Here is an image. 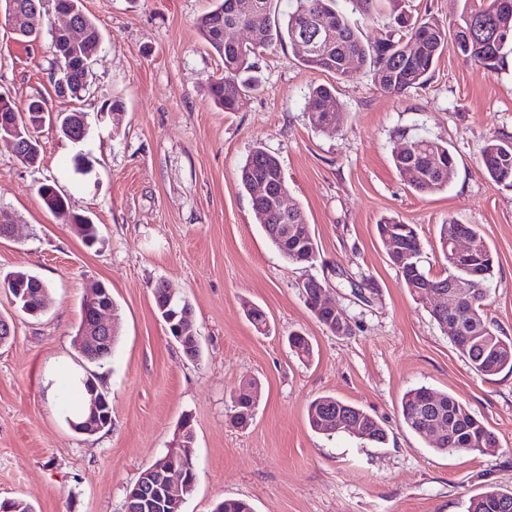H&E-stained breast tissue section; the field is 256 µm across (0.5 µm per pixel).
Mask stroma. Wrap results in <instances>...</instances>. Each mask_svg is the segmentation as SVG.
I'll return each mask as SVG.
<instances>
[{"mask_svg": "<svg viewBox=\"0 0 512 512\" xmlns=\"http://www.w3.org/2000/svg\"><path fill=\"white\" fill-rule=\"evenodd\" d=\"M212 0H83L102 43L81 100L57 97L48 79L51 30L17 40L0 24V93L18 106L45 100L51 112H85L88 133L72 143L37 129L41 161L22 164L0 142V207L15 213V238L0 239V278L37 273L49 297L40 315L19 313L0 291V315L14 335L0 346V500L34 512H124L127 490L171 447L191 416L198 477L183 512H212L226 498L255 512H467L494 485L512 489V373L474 372L391 265L377 226L414 225L422 266L443 273L442 224L473 225L495 256L487 310L512 337V186L484 172L490 137L512 136V54L493 73L446 47L426 86L399 95L371 75L348 81L306 69L292 45L256 59L259 91L238 111L212 102L210 76L223 63L197 19ZM335 87L339 128H314L305 112L317 85ZM122 112H110L112 102ZM447 142L455 156L448 187L423 195L396 169L402 139ZM277 156L288 202L302 209L319 247L313 266L288 263L264 235L238 171L255 147ZM83 153L92 170L76 174ZM55 182L70 207L98 224L89 248L38 194ZM325 281L352 332L330 333L306 306L300 285ZM165 282L193 310L201 341L183 357L153 304ZM112 291L119 335L112 358L83 368L72 340L88 284ZM261 307L267 334L247 321ZM307 335L312 361L288 347ZM91 373L112 402V426L72 430L57 391ZM261 383L253 422L232 427L228 412L244 381ZM426 386L464 403L492 429L489 455L439 453L408 429L400 401ZM333 395L357 405L388 434L373 445L353 434L313 432L307 408Z\"/></svg>", "mask_w": 512, "mask_h": 512, "instance_id": "obj_1", "label": "stroma"}]
</instances>
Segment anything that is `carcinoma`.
Wrapping results in <instances>:
<instances>
[{
  "instance_id": "obj_1",
  "label": "carcinoma",
  "mask_w": 512,
  "mask_h": 512,
  "mask_svg": "<svg viewBox=\"0 0 512 512\" xmlns=\"http://www.w3.org/2000/svg\"><path fill=\"white\" fill-rule=\"evenodd\" d=\"M17 11L26 16L32 4H37L38 14L48 11L62 12L72 6L79 10L78 20L86 30V43L93 45L102 40V32L94 19L83 10L82 0H12ZM498 0H464L463 9L448 28L438 22L416 21L408 26L396 23L395 29L386 39L374 44H366L359 30L349 24L345 15L336 9V0H295V8L288 13L285 21L271 15V0H216L212 10L197 20V28L205 42L223 61L221 76L208 82L209 95L214 103L226 112L239 109L241 99L256 89V85L244 74L254 68L253 59L274 42H296L305 38L312 43L314 50L301 58L304 67L312 71L330 72L338 80H349L354 76L369 72L373 82L390 94H401L412 88L423 87L430 78L437 60L448 40L453 44L468 42L471 44L470 55L466 61L483 65L492 72L501 69L504 57L512 53V0L508 6H496ZM303 12L315 19L320 13H327L328 28L318 30L310 26H299L296 14ZM240 24L253 27L258 32L257 41L244 46L229 45L224 42V27ZM72 64L66 74L73 98L80 99L88 85L89 70L82 59L86 58V48L74 50ZM334 101V112H340V104L328 86L319 85L308 96L306 110L311 125L321 131L332 132L336 126L331 124L324 103ZM79 111L58 112L49 115V121L56 130L68 140H83L87 126L76 115ZM33 120L31 113L19 108L10 96L0 94V137H18L32 143L29 154L24 158L28 165L37 163L40 157V143L29 134L28 123ZM411 145L412 150H401L393 154L396 168L410 164L416 175L411 182L413 189L421 194H433L445 189L454 175V159L448 145L428 138H413L403 142ZM437 154L447 158L440 169L428 167L425 159ZM482 163L488 176L495 182L512 185V137L503 135L487 140L482 151ZM241 184L248 190L255 181L266 180L271 183L272 191L278 192L287 187L282 175L279 160L262 147L255 148L240 169ZM38 193L45 206L64 224L76 227L85 245L93 247L102 242L98 225L92 219L73 211L67 199L59 192L56 185L43 183ZM257 216L266 229L265 235L280 255L291 264H299L296 256L307 251L312 253L310 260L303 266L313 265L319 250L315 236L304 240L298 251H293V237H285V225L302 224L306 221L303 211L298 207L288 212V218H282L276 211L273 199L266 200ZM465 229L477 243V254L483 271V284L490 288L494 276L495 257L483 237L471 225ZM394 233L402 236L405 246V259L389 257L397 270H405L406 288L413 289L422 285L441 286L452 278L464 276L463 270L444 259L445 273L439 277L431 276L420 266V255L413 246L415 228L410 224L392 225ZM9 291L15 302V308L25 314L43 309V293L47 285L36 273L22 269L6 275ZM317 289H312L310 310L316 319L333 334H340V327L330 321V315L317 310ZM154 306L158 316L170 311L177 313L172 328L184 329V316L192 315L189 303L181 298L169 301L165 284H157L153 293ZM486 297L478 294L474 297L466 319V331L470 339L457 350L469 361L471 367L481 375L492 378L503 372L512 373V338L502 336L488 320ZM288 345L294 353L304 359L313 355V347L308 337L294 333L288 337ZM439 398L438 409L424 406L426 395ZM89 398L86 386L81 381L73 383L68 392L69 416H78ZM310 428L322 435L331 436L339 431L337 419L356 418L367 424L368 435L365 440L383 444L387 433L380 421L363 409L343 402L334 396L325 395L314 399L307 411ZM401 415L406 426L415 434L424 437L428 422L441 417L448 421L450 431L458 425L473 428V432L488 438H496L495 433L454 396L437 393L426 387L407 391L401 401ZM471 432V433H473ZM471 433L461 436L455 447L464 453L486 454L476 443L471 441ZM214 512H253L252 505L245 499H226L218 503ZM467 512H512V490L502 491L490 486L485 492L470 501Z\"/></svg>"
}]
</instances>
